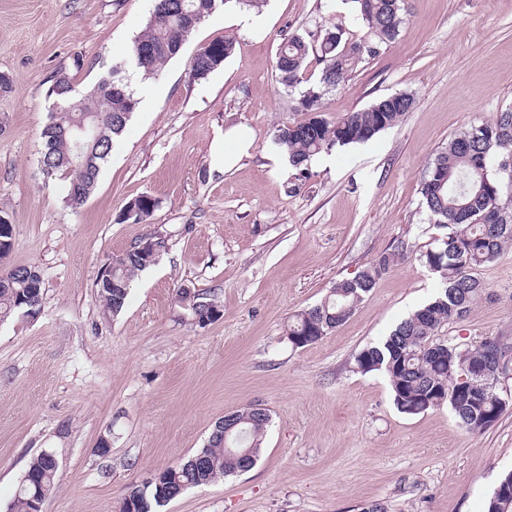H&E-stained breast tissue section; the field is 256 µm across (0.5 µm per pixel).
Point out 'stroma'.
Instances as JSON below:
<instances>
[{
	"instance_id": "1",
	"label": "stroma",
	"mask_w": 512,
	"mask_h": 512,
	"mask_svg": "<svg viewBox=\"0 0 512 512\" xmlns=\"http://www.w3.org/2000/svg\"><path fill=\"white\" fill-rule=\"evenodd\" d=\"M152 8L0 0L6 263L43 275L39 312L0 323V512L44 450L59 467L43 512H118L128 487L192 456L226 413L256 404L270 416L256 465L162 512H362L375 501L387 512H484L512 472V376L500 384L505 412L474 435L445 405L400 413L387 376L359 372L355 359L439 293L420 256L440 248L444 231L421 204V183L459 132L512 109V0H405L396 40L364 55L322 115L333 121L402 92L414 107L367 142L317 154L303 174L271 160L277 127L302 118L275 55L295 33L313 41L339 26L365 37L349 0L219 10L137 82L130 50ZM224 39L234 51L223 66L192 77L193 55ZM115 68L140 104L74 209L66 181L40 165L49 88L64 73L85 91ZM233 127L253 147L226 172L217 149ZM143 194L158 202L149 221L122 220ZM153 230L166 250L135 278L122 312H108L96 289L104 263ZM391 252L392 267L344 324L304 348L289 342L292 315ZM478 275L481 298L438 336L512 346V245ZM181 287L217 293L219 319L195 324L176 301Z\"/></svg>"
}]
</instances>
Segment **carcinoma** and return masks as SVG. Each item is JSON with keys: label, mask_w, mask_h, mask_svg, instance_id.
Returning a JSON list of instances; mask_svg holds the SVG:
<instances>
[{"label": "carcinoma", "mask_w": 512, "mask_h": 512, "mask_svg": "<svg viewBox=\"0 0 512 512\" xmlns=\"http://www.w3.org/2000/svg\"><path fill=\"white\" fill-rule=\"evenodd\" d=\"M265 0H153V10L145 29L134 39L131 63L144 76L159 72L178 55L172 43L178 41L184 16L202 24L217 9L227 6L260 10ZM354 19L362 22L378 44L393 42L403 23L402 0H349ZM142 46L154 48L148 60L140 59ZM233 43H211L196 52L191 73L203 78L219 68L232 54ZM373 52L365 40L347 42L342 33L325 30L317 42L303 35L284 39L277 50L275 71L281 85L293 91L303 83L308 59L317 57L321 70L312 86L302 91L297 110L307 114L301 121L278 129L274 143L289 164L303 171L311 159L334 147L363 143L380 132L397 126L407 113L399 99L389 95L368 108L349 112L329 121L322 117L324 95L345 83L364 53ZM48 121L42 130L45 149L41 166L69 183L66 201L79 207L97 184L100 168L112 152L114 138L125 130L139 99L118 77L100 78L87 92L72 89L66 74L58 75L50 87ZM512 167V111L495 119L472 125L435 155L428 164L421 185L422 205L430 220L446 230L443 247L430 250L421 260L439 274L441 290L434 300L414 311L383 341L364 348L356 357L360 371H381L389 378L393 404L406 415H419L448 405L459 425L469 432H482L504 412L499 382L489 374H476L477 366L508 365V351L496 337H486L478 345L460 349L435 338L438 329L462 319L481 298L484 286L476 271L498 257L512 243V199H503L501 184L493 169ZM157 207L149 195L131 199L123 219L147 221ZM0 259L13 245L12 225L0 216ZM168 239L150 232L131 249L111 258L96 282L97 295L106 308L119 314L125 307L131 282L139 272L153 265L167 247ZM394 255L384 254L352 280L336 283L320 304L293 316L288 339L296 348L309 346L345 323L376 280L393 265ZM9 281L0 284V322L17 313L38 312L40 303H24L32 293L42 295L43 276L39 269L11 266ZM177 301L192 320L206 326L220 317L217 297L198 293H177ZM468 377L459 384L461 375ZM236 427L228 444L220 437H208L203 448L185 460L154 473L151 481L132 486L122 498L119 512H158L174 500V491L207 486L255 465L263 444L269 414L249 405L233 412ZM57 470L38 454L30 461L17 487L8 512H32L37 489L50 493Z\"/></svg>", "instance_id": "carcinoma-1"}]
</instances>
